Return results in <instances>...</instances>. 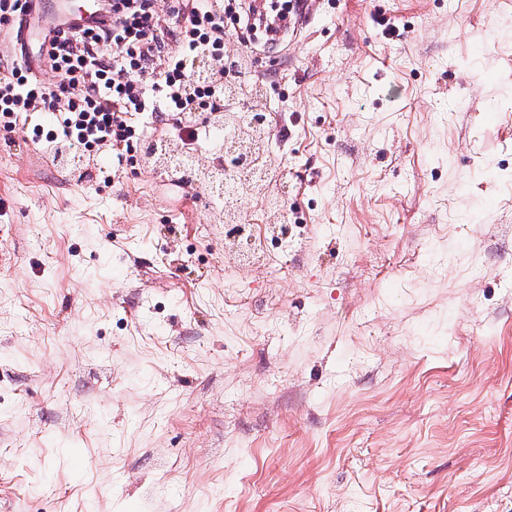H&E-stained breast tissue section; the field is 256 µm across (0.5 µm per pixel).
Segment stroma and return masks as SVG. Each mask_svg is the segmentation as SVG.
<instances>
[{"label": "stroma", "mask_w": 512, "mask_h": 512, "mask_svg": "<svg viewBox=\"0 0 512 512\" xmlns=\"http://www.w3.org/2000/svg\"><path fill=\"white\" fill-rule=\"evenodd\" d=\"M250 52L260 261L128 150L0 131V512H512V0H309Z\"/></svg>", "instance_id": "obj_1"}]
</instances>
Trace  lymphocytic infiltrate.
I'll list each match as a JSON object with an SVG mask.
<instances>
[{"label": "lymphocytic infiltrate", "mask_w": 512, "mask_h": 512, "mask_svg": "<svg viewBox=\"0 0 512 512\" xmlns=\"http://www.w3.org/2000/svg\"><path fill=\"white\" fill-rule=\"evenodd\" d=\"M108 12L109 25L56 32L45 57L59 84L12 65L0 78V129L12 130L24 112H52L73 148L94 152L129 141L132 114L213 108L212 90L186 81L196 58L223 57L225 20L245 33L267 17L257 0H172L166 19L152 0H112Z\"/></svg>", "instance_id": "f902f5d3"}]
</instances>
